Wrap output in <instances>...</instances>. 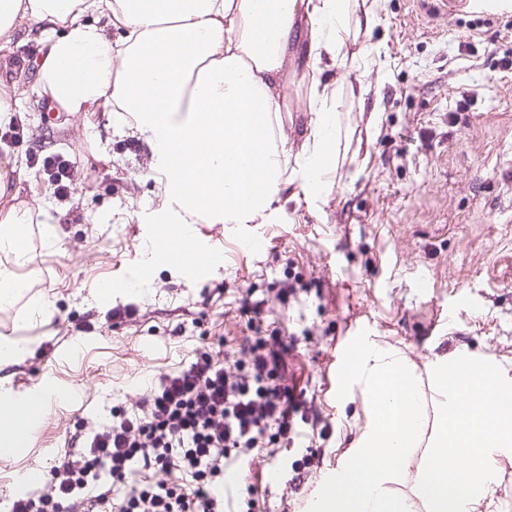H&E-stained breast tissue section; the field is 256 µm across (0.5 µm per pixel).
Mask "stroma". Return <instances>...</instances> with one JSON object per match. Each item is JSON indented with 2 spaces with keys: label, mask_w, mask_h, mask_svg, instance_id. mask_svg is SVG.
Listing matches in <instances>:
<instances>
[{
  "label": "stroma",
  "mask_w": 512,
  "mask_h": 512,
  "mask_svg": "<svg viewBox=\"0 0 512 512\" xmlns=\"http://www.w3.org/2000/svg\"><path fill=\"white\" fill-rule=\"evenodd\" d=\"M309 40L307 23H299L281 133L296 164L315 120L313 85L334 88L324 193L312 202L287 182L275 205L288 223L204 225L226 266L190 282L176 267L143 264L163 186L148 142L122 130L123 115L56 112L41 96L11 102L22 133L0 146V162L11 167L0 217L50 196L38 159L60 154L80 165L73 203L56 202L54 223L34 225L26 261L0 250V268L33 285L0 307V341L27 345L33 379L47 374L78 390L83 408L57 405L24 452L0 457V499L28 471H46L76 420L107 418L172 363L218 346L237 360L231 339L250 329L229 307L248 296L265 300L270 332L297 341L289 368L311 376L319 391L317 407L330 422L321 441L327 468L366 422L361 394L328 384L337 349L353 337L399 350L420 374L429 361L462 353L512 369V69L502 68L512 62V12L445 20L426 0H351L345 68L322 61L310 71ZM22 52L31 62L18 69L13 60ZM39 56L34 33L0 48V77L34 88ZM352 67L364 75L366 96ZM91 159L106 168L87 192ZM258 232L268 234L269 250L240 253L238 240ZM128 274L140 275L139 286L119 300L137 306L136 319L99 316L80 350L63 344L40 357L55 324L76 326L97 306L100 280ZM287 286L295 293L283 304L278 294ZM36 296L50 315L33 312ZM187 305L189 322L181 315ZM116 336L122 346H113Z\"/></svg>",
  "instance_id": "1"
}]
</instances>
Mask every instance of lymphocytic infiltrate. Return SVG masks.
I'll return each instance as SVG.
<instances>
[{"label": "lymphocytic infiltrate", "instance_id": "obj_1", "mask_svg": "<svg viewBox=\"0 0 512 512\" xmlns=\"http://www.w3.org/2000/svg\"><path fill=\"white\" fill-rule=\"evenodd\" d=\"M239 345L249 359L234 371L196 353L110 423L73 433L46 481L16 493L10 512H225L231 464L276 459L298 424L320 435L329 426L285 381L288 342L257 334Z\"/></svg>", "mask_w": 512, "mask_h": 512}]
</instances>
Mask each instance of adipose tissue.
Masks as SVG:
<instances>
[{"instance_id":"1","label":"adipose tissue","mask_w":512,"mask_h":512,"mask_svg":"<svg viewBox=\"0 0 512 512\" xmlns=\"http://www.w3.org/2000/svg\"><path fill=\"white\" fill-rule=\"evenodd\" d=\"M350 0H0V47L39 26V95L60 111L129 113L165 176L173 224H276L285 141L252 125L276 119L297 16L314 58H333ZM124 29L113 47L111 28ZM329 87L294 180L317 197L332 139ZM249 166H236L242 153ZM251 198L238 207V198ZM367 404L357 444L322 477L307 512H493L497 462L512 458V371L465 354L417 373L397 351L362 339L346 373ZM424 447L420 464L413 451ZM465 467H457L458 459Z\"/></svg>"}]
</instances>
